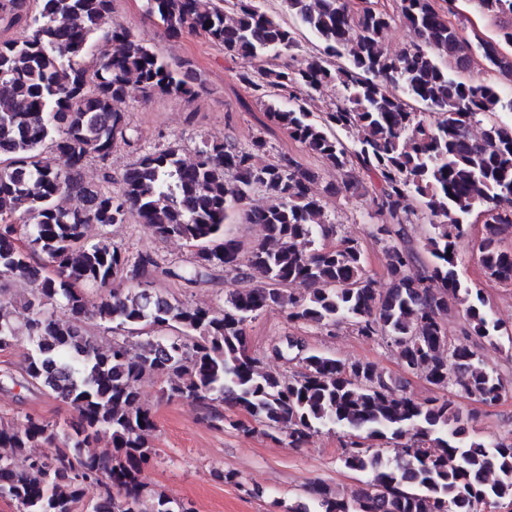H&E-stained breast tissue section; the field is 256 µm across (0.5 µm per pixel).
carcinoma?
Masks as SVG:
<instances>
[{
	"mask_svg": "<svg viewBox=\"0 0 512 512\" xmlns=\"http://www.w3.org/2000/svg\"><path fill=\"white\" fill-rule=\"evenodd\" d=\"M113 0H0V279L31 285L19 326L0 284V350L19 331L33 350L23 361L22 387L45 388L76 418L60 428L40 417L0 418V500L16 512H195L163 490L142 509V473L158 455L150 437L154 414L135 383L162 382L161 398L194 404L215 429L220 407H236L261 433L301 447L326 426L349 431L342 465L368 475L349 498L316 487L314 508L293 512H483L512 500V443L487 444L470 432L472 415L445 398L417 402L403 385L369 362H342L287 336L271 356L298 362L291 374L268 369L248 342L247 323L269 308L286 310L290 323L330 328L348 323L357 334L395 350L405 371L439 388L492 404L508 390L479 351L455 343L444 316L448 302L464 313L463 334L496 342L501 326L486 303L456 273L467 219L492 212L478 244L488 278L512 283V96L463 72L474 58L512 79V0H472L489 17L508 18L496 36L461 34L462 26L434 0H390L353 10L349 0H280L282 12L311 32L322 52L301 59L294 30L253 0H233L232 13L215 0H145L148 16L173 33L202 32L230 58L248 57L255 70L239 81L263 91L261 111L310 153L342 176L350 196L371 193L380 223L372 236L384 244L391 287L382 292L366 272L359 244L326 239L324 206L310 192L315 175L291 156L258 165L265 148L204 140L186 163L180 145L139 149L118 188L109 160L114 147L137 141L127 113L115 103L130 95V77L146 95L185 98L194 87L124 28L91 46ZM415 40L396 52L383 48L392 23ZM92 61H86L90 48ZM286 54L290 62L274 59ZM338 86L335 107L316 118L304 97ZM286 98L283 109L274 98ZM434 114L428 122L417 106ZM358 130L348 147L340 131ZM101 164L102 185H85L79 171ZM369 182H364V178ZM255 193L269 204H250ZM72 194L82 208L66 209ZM263 227L262 239L241 257V243L224 230L231 216ZM422 217L432 232L415 245L411 224ZM135 221L160 239L194 248L184 268L157 254H131L106 234L91 242L87 229ZM430 255L422 258V252ZM224 271L236 287L224 307L192 306L153 288L160 277L209 283ZM72 319L62 322L55 308ZM90 317L111 334L106 348L86 326ZM107 437L99 454L83 449ZM58 444L48 458L31 449ZM392 445L393 456L383 454Z\"/></svg>",
	"mask_w": 512,
	"mask_h": 512,
	"instance_id": "obj_1",
	"label": "carcinoma"
}]
</instances>
